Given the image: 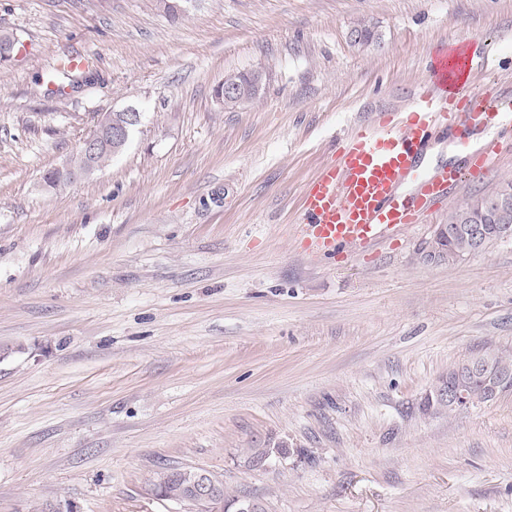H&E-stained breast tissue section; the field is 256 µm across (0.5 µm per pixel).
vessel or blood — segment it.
Masks as SVG:
<instances>
[{"label": "vessel or blood", "mask_w": 512, "mask_h": 512, "mask_svg": "<svg viewBox=\"0 0 512 512\" xmlns=\"http://www.w3.org/2000/svg\"><path fill=\"white\" fill-rule=\"evenodd\" d=\"M475 75L474 57L464 46H441L409 106L344 138L302 196L298 236L307 254L333 257L423 223L466 175L490 172L501 151L512 152V87L492 86L478 100L470 93ZM440 127L456 128L462 163L424 169L421 159ZM476 129L496 136L473 149L469 136Z\"/></svg>", "instance_id": "b4317fda"}]
</instances>
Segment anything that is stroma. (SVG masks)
I'll use <instances>...</instances> for the list:
<instances>
[{
    "instance_id": "1",
    "label": "stroma",
    "mask_w": 512,
    "mask_h": 512,
    "mask_svg": "<svg viewBox=\"0 0 512 512\" xmlns=\"http://www.w3.org/2000/svg\"><path fill=\"white\" fill-rule=\"evenodd\" d=\"M1 32L22 48L0 64V512H189L143 492L169 466L265 512H512V391L426 403L458 361L512 357V239L431 254L512 158L374 247L313 259L295 233L308 180L438 46L471 44L472 94L512 83V0H0ZM257 69L224 108L225 74ZM129 106L120 154L43 182Z\"/></svg>"
}]
</instances>
